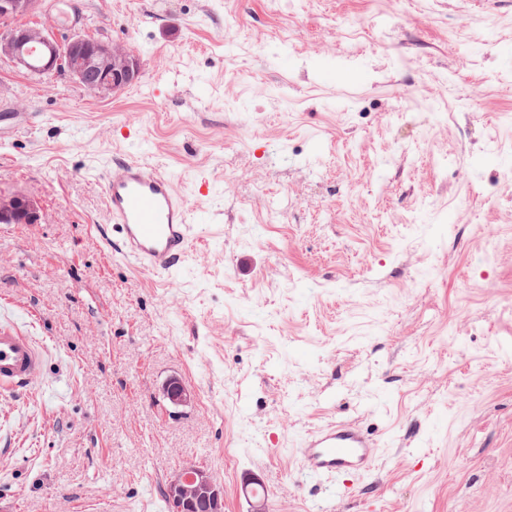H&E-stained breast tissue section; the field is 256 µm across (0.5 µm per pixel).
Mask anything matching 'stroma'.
Listing matches in <instances>:
<instances>
[{
  "instance_id": "35a3bbf8",
  "label": "stroma",
  "mask_w": 512,
  "mask_h": 512,
  "mask_svg": "<svg viewBox=\"0 0 512 512\" xmlns=\"http://www.w3.org/2000/svg\"><path fill=\"white\" fill-rule=\"evenodd\" d=\"M75 5L14 23L140 77L0 57V194L39 207L0 224V304L46 349L44 388L0 395V512H161L189 460L225 512L254 479L320 512L292 449L331 420L383 448L335 512H512V0ZM127 158L206 227L163 279L110 242L97 173ZM37 49L42 65L35 71L55 75L64 65L72 79L98 95H110L135 82L139 75L135 56L120 43L76 36L61 44L44 30L36 28L12 27L1 33V56L9 57L21 70H33L27 57ZM92 73L96 74L94 80L90 79ZM190 392L184 383L176 378H170L162 388V397L171 407H179L190 400Z\"/></svg>"
}]
</instances>
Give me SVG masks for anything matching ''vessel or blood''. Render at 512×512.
<instances>
[{"label": "vessel or blood", "mask_w": 512, "mask_h": 512, "mask_svg": "<svg viewBox=\"0 0 512 512\" xmlns=\"http://www.w3.org/2000/svg\"><path fill=\"white\" fill-rule=\"evenodd\" d=\"M99 181L112 216V233L125 256L144 271L167 276L178 270L200 228L188 220V207L170 176L138 160L104 166ZM45 347L33 336L25 311L0 307V394L35 391L44 384ZM304 475L334 483L371 473L380 450L357 423L334 422L303 436L296 450Z\"/></svg>", "instance_id": "1"}]
</instances>
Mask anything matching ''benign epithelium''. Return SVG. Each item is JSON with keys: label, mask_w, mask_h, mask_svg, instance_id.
I'll return each instance as SVG.
<instances>
[{"label": "benign epithelium", "mask_w": 512, "mask_h": 512, "mask_svg": "<svg viewBox=\"0 0 512 512\" xmlns=\"http://www.w3.org/2000/svg\"><path fill=\"white\" fill-rule=\"evenodd\" d=\"M37 0H3L0 13L16 15L35 10ZM40 51L38 72L54 75L61 67L67 74L98 95L107 96L137 80L135 56L123 44L73 37L59 43L42 29L12 27L0 33V54L9 57L23 70L31 68L27 57ZM36 202L23 195L0 196L1 224H32L37 221ZM162 397L171 407L190 400L184 383L170 378L162 388ZM171 512H224V487L203 466L185 462L170 478L164 491Z\"/></svg>", "instance_id": "benign-epithelium-1"}]
</instances>
